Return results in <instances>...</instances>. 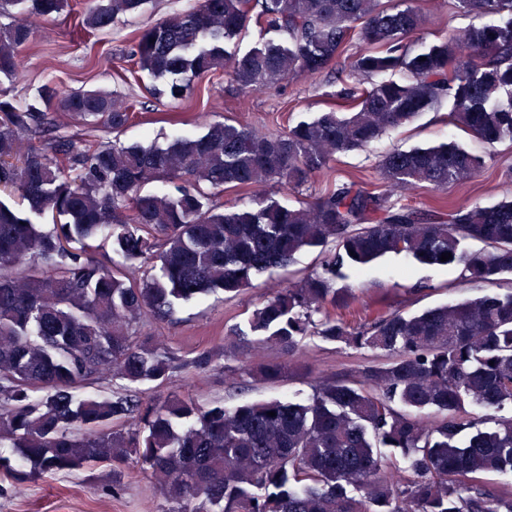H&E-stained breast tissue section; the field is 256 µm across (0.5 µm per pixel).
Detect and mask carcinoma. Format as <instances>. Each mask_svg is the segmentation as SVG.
Instances as JSON below:
<instances>
[{"label": "carcinoma", "instance_id": "obj_1", "mask_svg": "<svg viewBox=\"0 0 512 512\" xmlns=\"http://www.w3.org/2000/svg\"><path fill=\"white\" fill-rule=\"evenodd\" d=\"M147 2L86 0L78 28L104 31ZM66 5L0 0L1 15L8 6L20 15L0 24V79L23 70L27 18L53 20ZM452 5L497 21L414 54L407 41L425 17L412 0H200L134 35L129 72L163 81L152 93L177 105L217 70L252 92L314 77L360 46L350 68L367 84L278 132L224 120L165 147L102 141L98 132L117 135L137 117L139 101L52 82L29 102L0 90V473L14 493L108 463L118 494L131 459L159 477L163 512H512V492L485 482L512 473V417L483 428L468 411L512 403V291L351 324L349 291L336 287L342 268L391 253L425 265L449 253L467 280L512 276V198L446 211L390 201L395 189L464 181L483 158L455 142L393 151L382 192L351 181L299 206L261 199L268 185L299 188L444 100L449 124L489 147L512 142V0ZM255 17L280 39L227 53L225 41ZM60 116L79 132L55 134ZM36 138L43 144L23 148ZM156 180L172 189L143 191ZM228 186L255 194L257 207L224 211ZM99 237L110 266L93 255ZM316 247L319 269L255 309L250 332L307 370L299 343L312 332L383 351L387 363L356 379L321 375L305 400L232 408L136 389L170 379L177 364L133 325L168 321L213 290L236 296ZM284 368L266 361L253 376L275 383ZM381 447L400 449L410 475L382 473Z\"/></svg>", "mask_w": 512, "mask_h": 512}]
</instances>
